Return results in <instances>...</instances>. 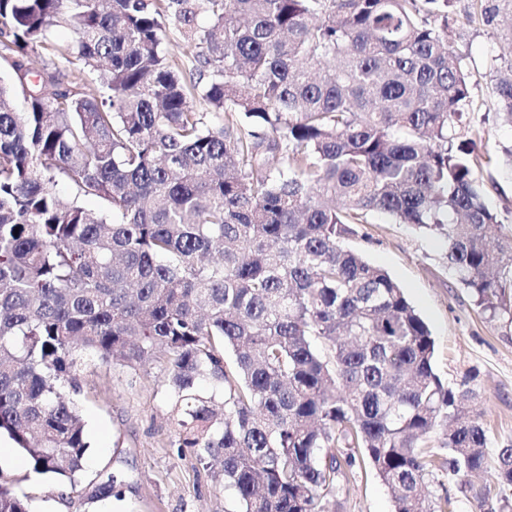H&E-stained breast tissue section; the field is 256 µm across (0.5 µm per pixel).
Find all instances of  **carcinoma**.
Masks as SVG:
<instances>
[{
    "label": "carcinoma",
    "instance_id": "1",
    "mask_svg": "<svg viewBox=\"0 0 512 512\" xmlns=\"http://www.w3.org/2000/svg\"><path fill=\"white\" fill-rule=\"evenodd\" d=\"M475 2L512 124V0ZM452 3L0 0V433L35 472L81 480L89 442L63 391L81 392L92 354L165 365L172 447L217 471L241 512H329L338 478L366 465L395 512H448L422 493L445 476L479 512L512 508V444L488 456L425 322L346 246L387 214L443 242L482 311L512 315V225L488 235L502 220L479 130L456 137L473 100ZM57 26L77 41L33 70ZM170 27L194 50L185 64ZM20 72L39 81L19 112ZM201 379L222 385L224 413ZM491 466L495 495L475 484ZM123 487L108 474L84 491ZM0 512L26 498L0 483Z\"/></svg>",
    "mask_w": 512,
    "mask_h": 512
}]
</instances>
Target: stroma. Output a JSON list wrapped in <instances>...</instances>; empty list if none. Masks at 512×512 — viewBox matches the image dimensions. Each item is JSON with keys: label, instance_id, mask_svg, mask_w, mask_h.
<instances>
[{"label": "stroma", "instance_id": "obj_1", "mask_svg": "<svg viewBox=\"0 0 512 512\" xmlns=\"http://www.w3.org/2000/svg\"><path fill=\"white\" fill-rule=\"evenodd\" d=\"M471 0H453L448 39L465 57L475 100L457 133L482 131L478 152H491L482 169L491 207L512 211V126L499 116L489 69L499 53L492 31L463 23ZM370 263L386 270L428 324L434 339L433 367L448 386L473 390L471 402L489 430L488 453L512 441V319H489L449 268L441 240L411 226L374 216L360 224L348 241ZM76 410L90 441L84 480L105 470L121 472V498L86 501L81 487L58 485L35 473L21 451L0 463V483L26 496L30 512H239L232 490L203 469L192 454L178 456L171 442L174 424L163 364L151 362L137 371L91 360L82 374ZM330 512H394L388 488L370 470L340 478L330 498Z\"/></svg>", "mask_w": 512, "mask_h": 512}]
</instances>
